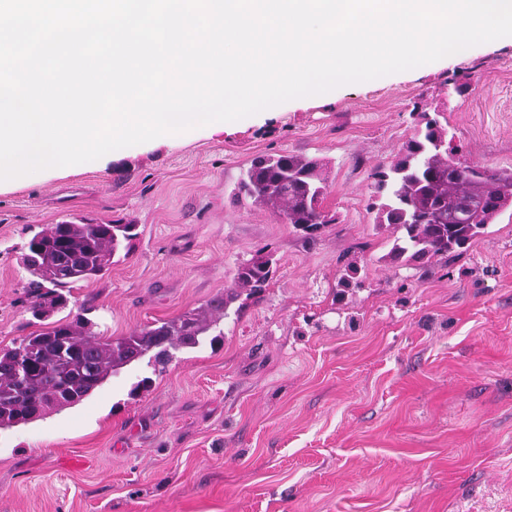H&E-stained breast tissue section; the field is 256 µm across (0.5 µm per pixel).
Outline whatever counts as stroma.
<instances>
[{
    "label": "stroma",
    "instance_id": "1",
    "mask_svg": "<svg viewBox=\"0 0 512 512\" xmlns=\"http://www.w3.org/2000/svg\"><path fill=\"white\" fill-rule=\"evenodd\" d=\"M431 119L461 160L512 169V39L1 187L0 348L33 330L22 246L74 216L138 226L71 292L99 336L202 307L257 251L274 264L214 342L1 429L0 512H512V211L419 264L390 260L368 209L373 170ZM279 152L325 164L336 221L315 239L232 193Z\"/></svg>",
    "mask_w": 512,
    "mask_h": 512
}]
</instances>
